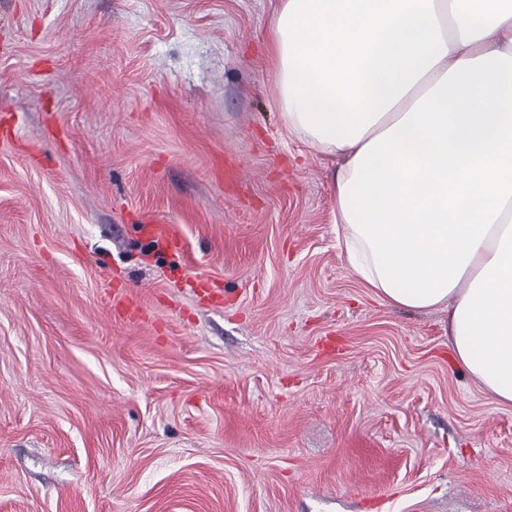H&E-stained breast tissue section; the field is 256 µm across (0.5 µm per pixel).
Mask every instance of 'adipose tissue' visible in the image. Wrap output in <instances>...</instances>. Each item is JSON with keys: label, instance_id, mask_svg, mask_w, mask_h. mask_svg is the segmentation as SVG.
I'll return each instance as SVG.
<instances>
[{"label": "adipose tissue", "instance_id": "obj_1", "mask_svg": "<svg viewBox=\"0 0 512 512\" xmlns=\"http://www.w3.org/2000/svg\"><path fill=\"white\" fill-rule=\"evenodd\" d=\"M272 96L336 157L350 269L448 312L457 366L512 405V0H278Z\"/></svg>", "mask_w": 512, "mask_h": 512}]
</instances>
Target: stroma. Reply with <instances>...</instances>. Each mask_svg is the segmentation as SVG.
Returning a JSON list of instances; mask_svg holds the SVG:
<instances>
[{"label":"stroma","mask_w":512,"mask_h":512,"mask_svg":"<svg viewBox=\"0 0 512 512\" xmlns=\"http://www.w3.org/2000/svg\"><path fill=\"white\" fill-rule=\"evenodd\" d=\"M276 4L0 0V512H512V406L346 264ZM146 229L148 232L147 240L158 250L168 252L171 256L180 255L184 252L185 246L182 239L168 225L150 223L146 225Z\"/></svg>","instance_id":"35a3bbf8"}]
</instances>
